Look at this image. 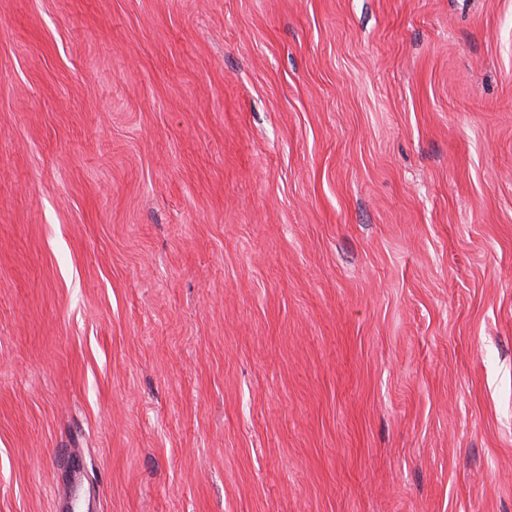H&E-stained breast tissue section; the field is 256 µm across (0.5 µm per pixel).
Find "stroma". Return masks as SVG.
Wrapping results in <instances>:
<instances>
[{"mask_svg":"<svg viewBox=\"0 0 512 512\" xmlns=\"http://www.w3.org/2000/svg\"><path fill=\"white\" fill-rule=\"evenodd\" d=\"M0 512H512V0H0Z\"/></svg>","mask_w":512,"mask_h":512,"instance_id":"stroma-1","label":"stroma"}]
</instances>
